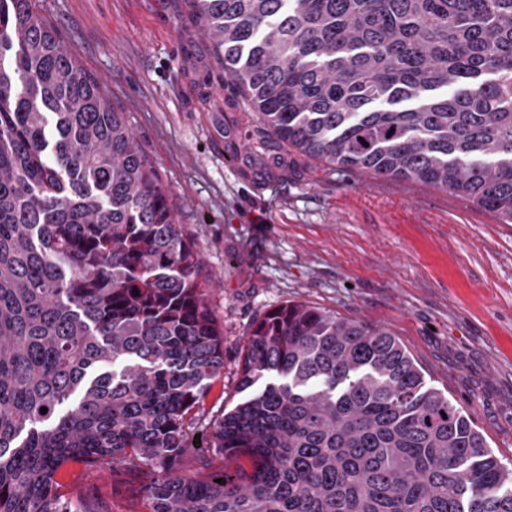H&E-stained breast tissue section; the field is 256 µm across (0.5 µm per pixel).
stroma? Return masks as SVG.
I'll return each mask as SVG.
<instances>
[{
  "mask_svg": "<svg viewBox=\"0 0 512 512\" xmlns=\"http://www.w3.org/2000/svg\"><path fill=\"white\" fill-rule=\"evenodd\" d=\"M33 3L154 160L210 274L224 370L203 421L246 399L253 323L301 301L389 329L512 468V224L279 144L226 84L188 0ZM61 482L97 512H143V467L72 462Z\"/></svg>",
  "mask_w": 512,
  "mask_h": 512,
  "instance_id": "stroma-1",
  "label": "stroma"
}]
</instances>
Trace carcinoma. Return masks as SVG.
I'll return each instance as SVG.
<instances>
[{"label": "carcinoma", "instance_id": "cac0c4a2", "mask_svg": "<svg viewBox=\"0 0 512 512\" xmlns=\"http://www.w3.org/2000/svg\"><path fill=\"white\" fill-rule=\"evenodd\" d=\"M261 125L328 165L512 223V0H193ZM209 275L155 163L32 0H0V512H92L72 460L151 478L146 512H512V470L389 330L292 302L224 370ZM47 408L41 413V408Z\"/></svg>", "mask_w": 512, "mask_h": 512}]
</instances>
